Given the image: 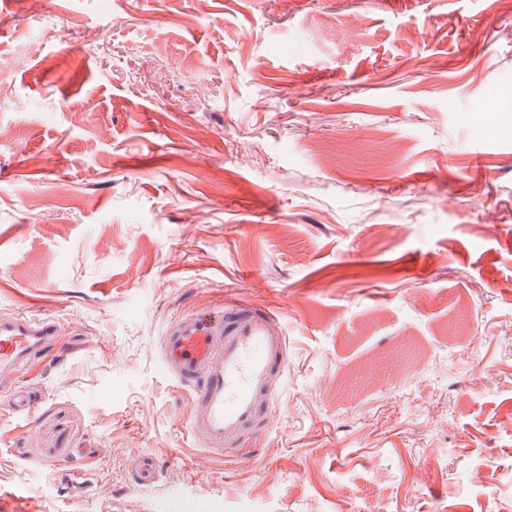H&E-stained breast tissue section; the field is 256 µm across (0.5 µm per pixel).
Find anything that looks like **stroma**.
Returning a JSON list of instances; mask_svg holds the SVG:
<instances>
[{"instance_id":"stroma-1","label":"stroma","mask_w":512,"mask_h":512,"mask_svg":"<svg viewBox=\"0 0 512 512\" xmlns=\"http://www.w3.org/2000/svg\"><path fill=\"white\" fill-rule=\"evenodd\" d=\"M231 301L288 367L218 457L161 342ZM2 314L78 331L0 512H512V11L0 0Z\"/></svg>"}]
</instances>
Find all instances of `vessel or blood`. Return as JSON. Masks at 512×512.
<instances>
[{"label":"vessel or blood","mask_w":512,"mask_h":512,"mask_svg":"<svg viewBox=\"0 0 512 512\" xmlns=\"http://www.w3.org/2000/svg\"><path fill=\"white\" fill-rule=\"evenodd\" d=\"M48 354H65L58 321L0 317V377L13 379L0 393L1 408L32 414L22 373L30 359ZM162 362L166 376L192 392L187 417L193 435L220 456L248 446L261 413L273 402L270 382L286 370L288 349L267 313L231 302L214 315L177 316L163 338Z\"/></svg>","instance_id":"b4317fda"}]
</instances>
